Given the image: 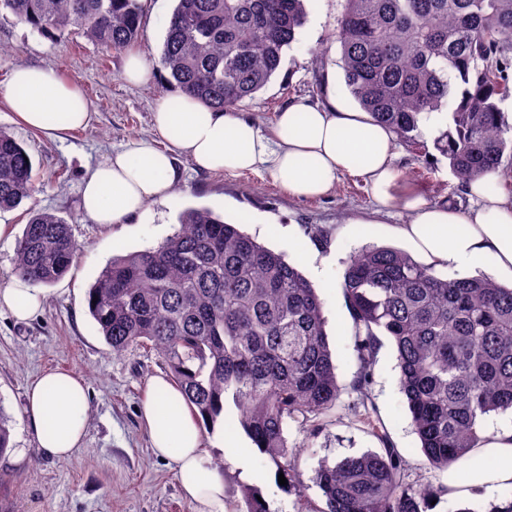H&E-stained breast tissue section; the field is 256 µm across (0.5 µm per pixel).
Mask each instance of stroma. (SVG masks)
<instances>
[{
	"mask_svg": "<svg viewBox=\"0 0 512 512\" xmlns=\"http://www.w3.org/2000/svg\"><path fill=\"white\" fill-rule=\"evenodd\" d=\"M142 34L138 51L158 63L165 24L175 0H142ZM307 22L298 43L287 50L282 67L255 100L240 106L241 114L270 126L289 103L308 101L357 110L342 80L339 47L329 40L341 12V0H309ZM124 52L103 50L69 33L60 39L33 32L13 16L0 15V86L19 65L52 67L76 83L92 105L89 125L59 138L23 127L0 106V127L10 131L30 154L40 192L18 207L0 210L7 233L0 238V283L12 274L15 242L32 208L52 209L70 225L81 246L79 257L60 280L46 286L43 309L20 321L0 312V412L9 421L11 448L0 456V471L11 480L0 488V512H190L174 467L154 457L138 409L150 376L164 372L155 350L134 348L114 354L95 331L88 312L87 291L113 256L159 246L179 228L178 217L189 207L206 206L239 224L242 231L271 250L284 254L314 284L324 303L326 332L340 384L356 370L352 350L354 324L341 287L345 263L366 246L406 249L392 227L405 223L398 211H378L366 186L346 176L326 198L297 199L266 173H205L179 158L181 183L171 201L158 202L125 224H94L80 211L82 177L88 166L135 137L152 138V112L158 98L174 87L167 70L145 86L122 78ZM443 125L429 120L416 141L399 145L397 164L414 171L415 188L427 200L470 208L463 186L433 141ZM292 229L299 249L289 252L269 237L265 225ZM80 374L88 386L89 421L84 444L64 461L44 458L36 448L23 415L27 385L41 372ZM373 397L383 430L409 461L412 482L445 483L446 475L425 468L411 416L399 389V370L391 343H384L375 366ZM237 411L226 405L223 420L207 431L205 446L213 461L223 463L228 501L241 500V486L257 484L268 512H322L325 499L313 481L321 462L381 448L363 424L328 420L313 442H306L296 423L285 435L290 451L300 453V483L288 488L274 480L275 467L257 449H247L250 473L220 451L222 433L233 431Z\"/></svg>",
	"mask_w": 512,
	"mask_h": 512,
	"instance_id": "1",
	"label": "stroma"
}]
</instances>
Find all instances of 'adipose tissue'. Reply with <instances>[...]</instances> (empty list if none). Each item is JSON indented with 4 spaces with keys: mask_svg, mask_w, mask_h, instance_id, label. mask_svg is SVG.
I'll return each mask as SVG.
<instances>
[{
    "mask_svg": "<svg viewBox=\"0 0 512 512\" xmlns=\"http://www.w3.org/2000/svg\"><path fill=\"white\" fill-rule=\"evenodd\" d=\"M0 99L25 127L50 136L90 118L81 89L50 68L15 67ZM153 125L157 139H131L85 172L81 212L91 222L123 224L148 205L172 199L180 156L202 171L269 173L297 198L326 196L347 175L362 180L381 209L406 211L408 222L395 232L427 266L470 269L487 261L499 278L512 280V199L492 191L490 177L482 176L465 186L471 209L425 200L396 169L394 132L367 113L293 102L267 128L179 93L156 101ZM42 306L41 290L22 278L0 285V308L16 319H30ZM87 392L83 377L71 372H49L31 383L24 416L42 456L62 461L81 447ZM140 416L154 456L174 463L191 512H227L224 476L211 464L205 428L180 388L166 376L150 378ZM481 437L472 467L447 471L453 494L489 493L512 483V426Z\"/></svg>",
    "mask_w": 512,
    "mask_h": 512,
    "instance_id": "1",
    "label": "adipose tissue"
}]
</instances>
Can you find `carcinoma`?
<instances>
[{"label":"carcinoma","instance_id":"1","mask_svg":"<svg viewBox=\"0 0 512 512\" xmlns=\"http://www.w3.org/2000/svg\"><path fill=\"white\" fill-rule=\"evenodd\" d=\"M3 12L116 51L140 37L141 0H0ZM306 15L307 0H176L160 61L182 94L234 110L278 73ZM334 40L350 95L397 138L415 140L420 122L448 109L451 125L435 147L461 183L512 160V129L498 107L512 96V0H343ZM28 157L0 127V210L36 192ZM179 224L158 247L112 258L90 286L88 312L112 351H157L208 429L232 402L241 429L289 482L297 459L288 422L315 438L349 390L348 414L383 448L316 470L322 512H432L448 488L410 483L407 458L377 426L381 337L396 352L425 464L446 470L471 458L486 416L512 411V287L440 276L393 248L361 250L342 280L357 366L344 388L323 303L296 266L208 207L184 210ZM79 251L65 219L33 210L12 273L48 286ZM241 494L238 512H267L258 490ZM455 512H512V491Z\"/></svg>","mask_w":512,"mask_h":512}]
</instances>
